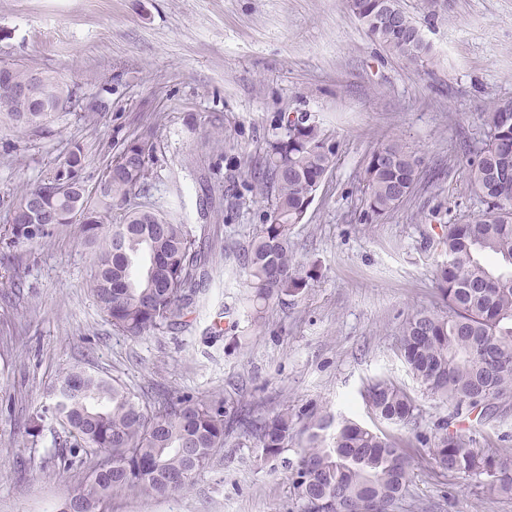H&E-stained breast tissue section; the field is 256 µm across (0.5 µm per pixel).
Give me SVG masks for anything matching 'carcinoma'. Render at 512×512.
<instances>
[{"label":"carcinoma","instance_id":"cac0c4a2","mask_svg":"<svg viewBox=\"0 0 512 512\" xmlns=\"http://www.w3.org/2000/svg\"><path fill=\"white\" fill-rule=\"evenodd\" d=\"M350 11L388 50L423 61L429 47L399 0H348ZM13 79L41 76L36 98L0 93V124L43 130L66 104L73 88L29 64H14ZM487 139L470 161L471 185L486 208L466 224L444 226L434 279L444 311L409 318L400 339L401 356L420 391L452 407L427 439L434 467L476 480L496 495L512 496V450L485 452L473 438L453 430L465 411L494 414L512 397V99L493 102L486 112ZM155 145L133 139L102 170L94 185L83 177V147L12 202L13 222L0 227V284L16 288L21 272L15 252L50 244L74 225L94 248L88 280L91 296L126 336H143L180 324L206 285L202 243L162 207L131 206V195L149 179ZM335 145L321 126L302 115L287 118L268 141L261 192L274 193L272 212L246 249L242 266L251 300L270 307L306 288L314 272L296 261L290 226L303 221L315 192L330 171ZM419 161L392 140L370 156L364 171L367 208L380 216L396 209L412 191ZM500 265L490 267L484 256ZM26 434H40L46 420L59 426L55 444L68 449L64 468L83 456L100 457L74 498L81 512H112V499L128 491L149 497L188 492L195 477L224 447L225 428L249 431L264 459L288 450L298 434L306 446L288 469L298 512H364L374 500L396 512L411 481L404 449L388 435L327 411L293 413L286 408L257 422L225 406L224 398L176 397L151 409L114 379L79 367L60 374ZM364 400L379 419L409 425L417 409L406 389L379 378L367 384Z\"/></svg>","mask_w":512,"mask_h":512}]
</instances>
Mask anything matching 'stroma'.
I'll return each mask as SVG.
<instances>
[{
	"label": "stroma",
	"instance_id": "1",
	"mask_svg": "<svg viewBox=\"0 0 512 512\" xmlns=\"http://www.w3.org/2000/svg\"><path fill=\"white\" fill-rule=\"evenodd\" d=\"M430 47L411 63L375 41L346 0H0V62L32 64L74 85L81 112L45 131L0 128V225L8 204L62 162L71 143L97 176L130 140L157 145L139 206L175 208L211 254V279L181 325L122 335L94 302L93 251L78 230L21 253L24 286L0 298V512H60L83 470H62L54 423L19 434L66 368L114 378L150 405L221 395L255 419L317 408L396 439L412 481L397 512H512V497L437 472L425 436L450 409L420 393L399 352L405 321L443 306L435 234L483 204L469 158L484 114L512 98V0H400ZM310 115L336 146L302 223L296 259L316 276L255 319L238 255L271 212L249 185L286 116ZM222 139H215V132ZM399 140L419 179L395 210L366 206L373 150ZM386 378L416 399L414 423L375 418L362 392ZM457 427L477 447L512 448V399ZM113 512H297L287 471L241 430L167 499L132 493Z\"/></svg>",
	"mask_w": 512,
	"mask_h": 512
}]
</instances>
